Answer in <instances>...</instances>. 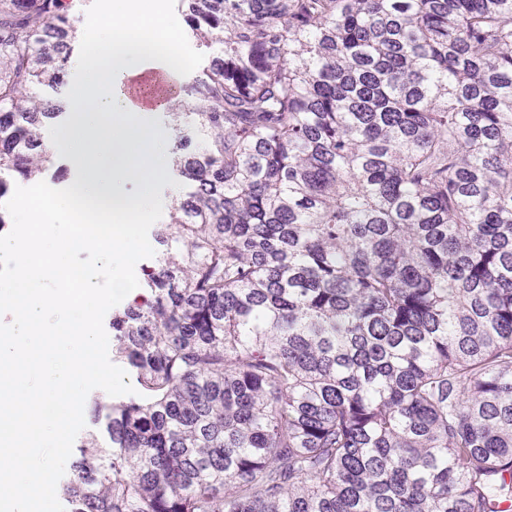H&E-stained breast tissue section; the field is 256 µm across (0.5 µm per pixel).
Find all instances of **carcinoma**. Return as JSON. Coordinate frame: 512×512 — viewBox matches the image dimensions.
Listing matches in <instances>:
<instances>
[{"label": "carcinoma", "instance_id": "obj_1", "mask_svg": "<svg viewBox=\"0 0 512 512\" xmlns=\"http://www.w3.org/2000/svg\"><path fill=\"white\" fill-rule=\"evenodd\" d=\"M73 0H0V202L54 164L35 90ZM189 191L135 393L90 413L66 512H504L512 503V0H179Z\"/></svg>", "mask_w": 512, "mask_h": 512}]
</instances>
